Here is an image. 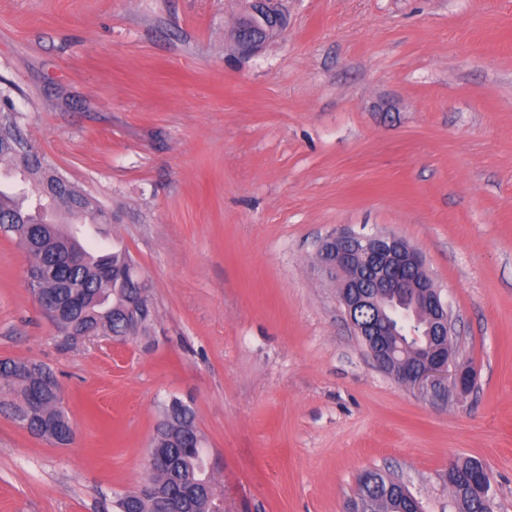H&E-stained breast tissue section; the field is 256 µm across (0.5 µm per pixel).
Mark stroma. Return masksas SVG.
<instances>
[{
  "instance_id": "obj_1",
  "label": "stroma",
  "mask_w": 512,
  "mask_h": 512,
  "mask_svg": "<svg viewBox=\"0 0 512 512\" xmlns=\"http://www.w3.org/2000/svg\"><path fill=\"white\" fill-rule=\"evenodd\" d=\"M237 54L243 0H0V86L23 137L112 216L151 284L149 335L65 342L0 235V359L49 366L59 446L0 415V512H116L160 408L192 406L224 512H347L359 477L455 512L482 460L512 512V0H283ZM426 258L477 374L441 403L376 367L326 235ZM246 2L243 15L237 19L238 32L235 34L236 50L243 55L257 52L265 42L282 35L288 25L279 0ZM453 462L448 465V470ZM481 468L480 460L474 457L458 458L453 467L448 471V486L452 491L458 512H486L484 499L487 500L489 510H492V475L487 468H482L478 478L481 493L472 489L470 479L473 473Z\"/></svg>"
}]
</instances>
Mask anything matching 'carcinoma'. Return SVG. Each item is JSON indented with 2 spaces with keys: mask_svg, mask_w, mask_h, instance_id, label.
<instances>
[{
  "mask_svg": "<svg viewBox=\"0 0 512 512\" xmlns=\"http://www.w3.org/2000/svg\"><path fill=\"white\" fill-rule=\"evenodd\" d=\"M20 135L13 112L11 96L0 90V143ZM43 158L35 149H30V161L22 169L24 181L41 189L42 196L31 202L26 192L7 194L0 190V228L5 234L19 240L30 257L28 277L38 279L40 288L47 292H75L80 295V304L60 314L53 324L60 330L94 336L100 335L123 341L145 334L149 324L123 313L131 303L132 284L138 269L132 257L123 248L114 247L109 253L95 254L75 243L62 225L50 219L52 202L69 198L77 206H68L67 215L77 220L95 222L93 216L102 208L92 199L68 184L59 195H54V186L45 185L46 172L42 168ZM69 249L78 256L71 265L61 257V249ZM427 318L419 316L415 335L393 323L389 345L394 352L396 367L414 368L418 359L416 351L432 343ZM29 362L5 359L0 361V413L10 418L24 412L35 395L40 403L35 417L26 427L31 434L52 442H62L61 433L41 430V424L54 422L61 429L69 427L68 416L57 402L59 384L54 374L40 364H32V371L19 377L14 368L27 366ZM161 421L162 430L156 435L161 448L169 449L170 461L155 471L151 480L164 491L213 482L207 476L204 437L196 433L194 409L179 398L165 405ZM481 468L480 460L474 457L457 459L448 471V486L452 491L458 512H486L483 496L472 489L470 479ZM358 498L368 504L370 512H410L412 500L408 490L399 485L398 479L376 471L358 490ZM118 512H155L156 504L150 497L120 499Z\"/></svg>",
  "mask_w": 512,
  "mask_h": 512,
  "instance_id": "1",
  "label": "carcinoma"
}]
</instances>
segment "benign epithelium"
Segmentation results:
<instances>
[{
	"instance_id": "obj_1",
	"label": "benign epithelium",
	"mask_w": 512,
	"mask_h": 512,
	"mask_svg": "<svg viewBox=\"0 0 512 512\" xmlns=\"http://www.w3.org/2000/svg\"><path fill=\"white\" fill-rule=\"evenodd\" d=\"M288 20L279 0H247L243 15L237 19L235 47L249 55L279 37ZM318 268L340 288L339 298L348 321L359 336L365 335L358 317L368 305L385 308L394 296L411 298L429 323L433 336L454 335L455 318L448 301L429 275L420 252L403 237L393 232L359 234L352 231L332 233L320 240L316 249ZM402 269L415 272L410 279L396 275ZM137 302L131 308L139 313L153 312L150 283L142 275L135 284ZM35 298L48 315L60 313L63 303L51 293L35 290ZM376 365L390 374L399 385L426 392L439 401L448 395L468 394L475 384L473 368L456 363L455 356L434 350L411 370H390V353L384 346L369 348Z\"/></svg>"
}]
</instances>
